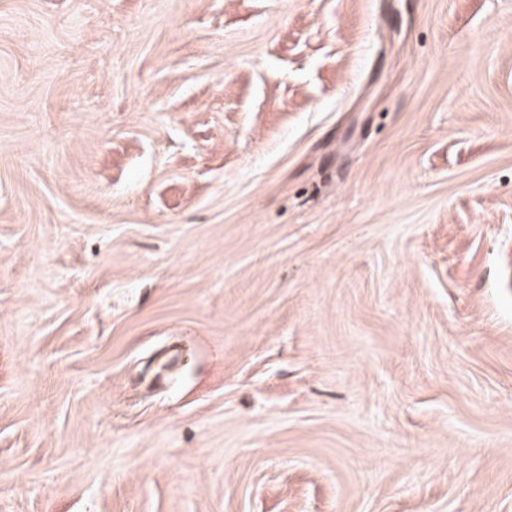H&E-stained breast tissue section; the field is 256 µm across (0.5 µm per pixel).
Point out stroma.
I'll use <instances>...</instances> for the list:
<instances>
[{
  "label": "stroma",
  "mask_w": 512,
  "mask_h": 512,
  "mask_svg": "<svg viewBox=\"0 0 512 512\" xmlns=\"http://www.w3.org/2000/svg\"><path fill=\"white\" fill-rule=\"evenodd\" d=\"M0 512H512V0H0Z\"/></svg>",
  "instance_id": "obj_1"
}]
</instances>
